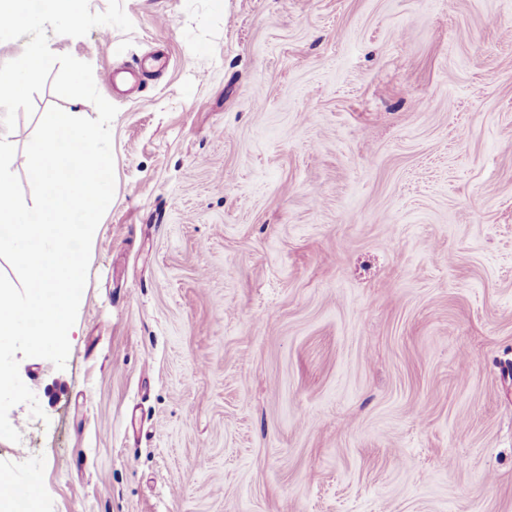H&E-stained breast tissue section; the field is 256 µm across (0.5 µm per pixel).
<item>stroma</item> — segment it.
Masks as SVG:
<instances>
[{
    "mask_svg": "<svg viewBox=\"0 0 512 512\" xmlns=\"http://www.w3.org/2000/svg\"><path fill=\"white\" fill-rule=\"evenodd\" d=\"M124 10L48 36L118 109L115 192L0 472L40 512H512V0ZM33 106L25 188L75 108Z\"/></svg>",
    "mask_w": 512,
    "mask_h": 512,
    "instance_id": "1",
    "label": "stroma"
}]
</instances>
